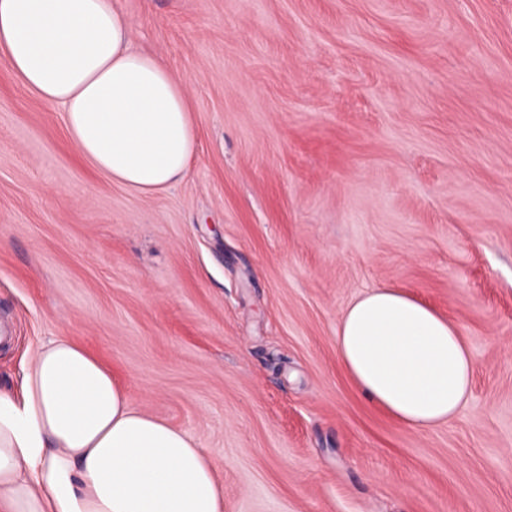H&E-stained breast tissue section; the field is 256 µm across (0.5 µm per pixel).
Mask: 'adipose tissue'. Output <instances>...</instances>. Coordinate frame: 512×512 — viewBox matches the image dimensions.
Here are the masks:
<instances>
[{
    "label": "adipose tissue",
    "mask_w": 512,
    "mask_h": 512,
    "mask_svg": "<svg viewBox=\"0 0 512 512\" xmlns=\"http://www.w3.org/2000/svg\"><path fill=\"white\" fill-rule=\"evenodd\" d=\"M0 65L49 108L98 173L160 193L184 178L197 129L188 89L133 45L115 0H0ZM339 362L372 404L416 430L452 421L473 359L455 324L395 288L355 299ZM0 512H224L204 448L135 408L111 369L57 337L0 390Z\"/></svg>",
    "instance_id": "adipose-tissue-1"
}]
</instances>
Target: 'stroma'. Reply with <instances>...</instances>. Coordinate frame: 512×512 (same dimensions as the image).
I'll return each instance as SVG.
<instances>
[{"instance_id": "obj_1", "label": "stroma", "mask_w": 512, "mask_h": 512, "mask_svg": "<svg viewBox=\"0 0 512 512\" xmlns=\"http://www.w3.org/2000/svg\"><path fill=\"white\" fill-rule=\"evenodd\" d=\"M184 81L189 173L141 194L0 68V388L67 336L216 465L224 512H512V0H116ZM453 321L450 423L342 369L374 288Z\"/></svg>"}]
</instances>
